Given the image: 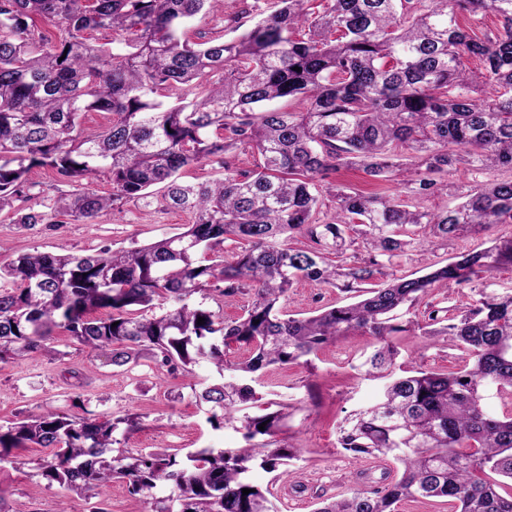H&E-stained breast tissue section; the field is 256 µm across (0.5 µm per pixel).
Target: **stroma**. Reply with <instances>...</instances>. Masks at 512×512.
I'll list each match as a JSON object with an SVG mask.
<instances>
[{"instance_id":"35a3bbf8","label":"stroma","mask_w":512,"mask_h":512,"mask_svg":"<svg viewBox=\"0 0 512 512\" xmlns=\"http://www.w3.org/2000/svg\"><path fill=\"white\" fill-rule=\"evenodd\" d=\"M266 9V0H224L223 12L196 18L194 26L205 34L220 32L230 38L236 24L251 25ZM191 221L190 214L158 204L152 211L142 212L132 201L102 214L91 224L67 220L26 229L0 214V266L34 250L74 255L104 248L126 250L182 232ZM510 237L512 224H501L461 235L443 245L413 248L385 263L384 270L396 277H415L426 267L444 265L458 254L483 250L492 239ZM509 288L511 268L502 269L492 280L476 278L463 285L441 283L427 303L411 308L408 317L421 323L429 311L454 313L472 304L480 291ZM345 301L344 294L336 289L303 281L292 288L283 306L288 313L307 316ZM374 344V337L369 335L341 337L308 360L263 369L255 385L259 401L243 407L223 427L215 429L207 422L191 388L192 383L207 384L216 379L212 365L200 363L190 379L169 375L166 368L149 360L131 369L119 368L58 330L52 340L53 355L0 363V425L27 415L64 412L81 417L90 411L115 418L139 417V428L127 432L122 442L123 447L135 452L155 448L181 452L202 447L235 449L243 444L241 426L245 416L284 405L288 416L276 438L293 454L289 471L276 476L256 466L251 477L260 486H271L273 512H314L319 497L333 499L349 493L359 469L395 466L389 458L356 461L337 443L338 424L381 395L382 381L366 376L359 368ZM463 358L460 350L449 346L447 337L426 336L415 329L402 341L397 363L445 373L459 368ZM48 454L45 448H26L19 451L17 463H0V490L5 493L9 512H58L63 504L70 512H89L93 504L90 493L51 487L41 478L38 464ZM296 481L304 485V493L294 492L292 484Z\"/></svg>"}]
</instances>
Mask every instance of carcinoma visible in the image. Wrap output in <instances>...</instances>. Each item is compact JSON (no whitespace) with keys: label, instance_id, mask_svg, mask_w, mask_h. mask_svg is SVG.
Instances as JSON below:
<instances>
[{"label":"carcinoma","instance_id":"carcinoma-1","mask_svg":"<svg viewBox=\"0 0 512 512\" xmlns=\"http://www.w3.org/2000/svg\"><path fill=\"white\" fill-rule=\"evenodd\" d=\"M307 2L270 0L268 14L227 40L192 26L224 0H0V213L24 227L60 217L91 223L128 201L151 207L149 189L162 184L163 203L193 216L183 232L122 253H22L0 267L11 283L0 289V362L51 353L62 328L114 366L134 367L149 354L186 376L201 361L224 374V349L234 344L249 353L233 365L245 378L367 333L377 343L361 367L391 380L381 400L339 426L337 441L358 460L393 458L396 472H383V487L356 488L316 512H396L403 500L512 512V411L489 413L482 395L493 385L512 407V289L482 292L425 324L426 335L446 336L466 354L461 369L392 375L399 337L411 331L399 311L440 282L512 267V238L370 286L383 274L381 257L415 247L410 226L423 244L512 224V177L476 183L451 209L417 204L448 192L453 168L512 172V0H326L317 12ZM479 14L498 27L477 35L462 25ZM95 33L111 39L97 44ZM465 58L482 70L465 68ZM283 98L299 110L267 108ZM87 112L107 123L82 130ZM238 150L260 155L257 169H237ZM210 158L223 163L224 178L181 179ZM36 167L75 190L40 210L23 206ZM340 169L401 190L363 194L328 182ZM101 176L111 192L83 186ZM325 194L334 202L329 218L320 217ZM297 235L308 245L289 246ZM236 239L248 248L223 259L224 242ZM358 239L368 258L329 259ZM303 280L360 300L293 317L282 302ZM246 288L251 303L233 320L195 302ZM196 399L218 429L255 390L224 380ZM284 409L245 417V445L234 451L183 455L116 447L119 424L131 430L134 419L31 415L0 425V462L20 448L52 449L40 475L96 492L92 512H107L102 496L114 480L128 482L144 512H271L270 491L252 483L248 463L269 473L288 466L287 448L272 439ZM162 486L170 493L158 498Z\"/></svg>","mask_w":512,"mask_h":512}]
</instances>
